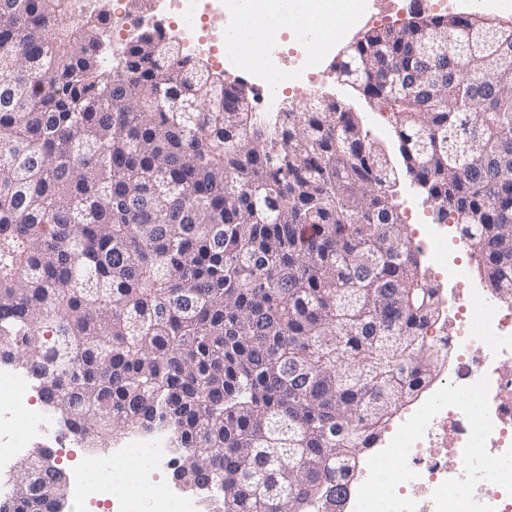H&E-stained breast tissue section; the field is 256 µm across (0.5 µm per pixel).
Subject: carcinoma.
<instances>
[{
    "label": "carcinoma",
    "mask_w": 512,
    "mask_h": 512,
    "mask_svg": "<svg viewBox=\"0 0 512 512\" xmlns=\"http://www.w3.org/2000/svg\"><path fill=\"white\" fill-rule=\"evenodd\" d=\"M108 2L0 0V363L82 448L165 432L222 512L324 506L448 356L401 178L512 297V25L414 4L347 47L336 79L389 114L396 163L332 99L268 123L154 26L105 74ZM67 494L41 448L0 512Z\"/></svg>",
    "instance_id": "carcinoma-1"
}]
</instances>
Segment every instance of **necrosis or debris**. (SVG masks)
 <instances>
[{"label":"necrosis or debris","instance_id":"necrosis-or-debris-1","mask_svg":"<svg viewBox=\"0 0 512 512\" xmlns=\"http://www.w3.org/2000/svg\"><path fill=\"white\" fill-rule=\"evenodd\" d=\"M418 248L449 284L441 298L451 329L429 328L426 341L448 349L451 362L438 386L380 440L358 476L345 486V512H512V300L479 284L448 260V227L433 224ZM23 376L0 369V465L23 452L40 424L20 415L27 401ZM168 441L158 434L121 451L134 469L124 512H141L143 490L167 463Z\"/></svg>","mask_w":512,"mask_h":512}]
</instances>
